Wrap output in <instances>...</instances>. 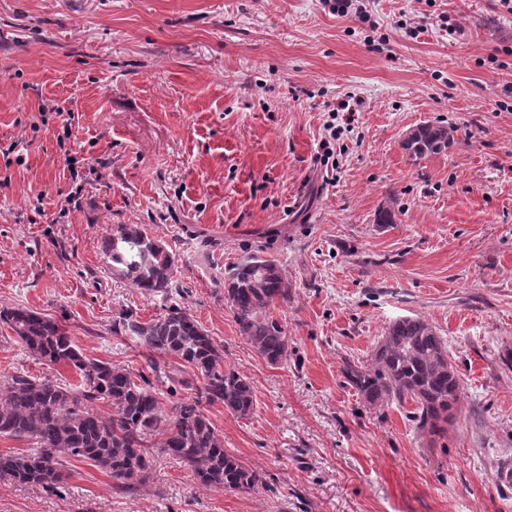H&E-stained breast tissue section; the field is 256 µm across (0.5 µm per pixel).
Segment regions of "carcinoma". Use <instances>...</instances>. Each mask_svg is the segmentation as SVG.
Listing matches in <instances>:
<instances>
[{
    "label": "carcinoma",
    "instance_id": "cac0c4a2",
    "mask_svg": "<svg viewBox=\"0 0 512 512\" xmlns=\"http://www.w3.org/2000/svg\"><path fill=\"white\" fill-rule=\"evenodd\" d=\"M449 139L447 127L424 124L407 135L404 148L422 158L448 148ZM104 253L112 270L141 293L170 294L175 257L141 226L119 225L104 241ZM224 299L235 312L241 335L269 364H281L288 338L268 309L288 301V284L275 260L252 255L232 266L224 277ZM0 325L37 361L65 365L76 375V382L69 384L27 374L7 380L0 436L29 439L36 450L0 454V475L21 485L54 489L68 479L73 459L105 470L116 486L133 491L149 479L153 448L158 447L205 487L249 491L265 485L257 470L224 449L223 438L204 413L205 406L221 404L241 417L250 415L255 408L252 386L224 365L213 338L187 309L171 304L147 321L130 314L120 317L124 335L164 359L150 360L154 383L125 366L85 357L52 317L3 308ZM185 366L193 370L190 379L177 377ZM343 375L370 406L411 400L417 428L433 441L455 418L464 390L448 347L422 318L393 322L370 362H348ZM173 382L194 395L168 413L163 398L174 395L168 387ZM97 400L112 407V416L104 418L91 407ZM157 435L160 442L155 445L150 439Z\"/></svg>",
    "mask_w": 512,
    "mask_h": 512
}]
</instances>
